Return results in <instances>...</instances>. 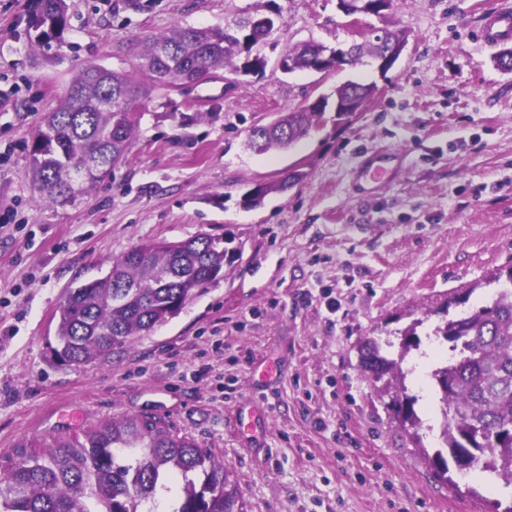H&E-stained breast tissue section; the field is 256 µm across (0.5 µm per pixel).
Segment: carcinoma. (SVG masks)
<instances>
[{"instance_id":"obj_1","label":"carcinoma","mask_w":512,"mask_h":512,"mask_svg":"<svg viewBox=\"0 0 512 512\" xmlns=\"http://www.w3.org/2000/svg\"><path fill=\"white\" fill-rule=\"evenodd\" d=\"M273 0H257L240 17L243 37L220 25H176L143 41L138 52L143 80L123 69L88 64L75 72L56 109L35 133L26 172L41 198L65 206L97 182L98 171L80 172L87 156L116 167L124 157L151 102L154 89H172L224 69L234 77L261 70L263 58L251 57L255 45L269 42L258 18H269ZM30 28L42 47L63 43L67 0H34ZM379 45L360 44L350 66L364 65ZM168 52L161 58L160 51ZM329 46L308 41L287 47L288 69H303ZM245 56L242 65L236 59ZM362 102L374 96L371 86L346 82L336 87ZM324 113L312 109L286 112L271 126L250 130L247 149L257 154L290 147L309 135ZM305 177L292 170L262 184L244 199L247 208L261 206L272 193H283ZM225 239L198 234L173 248L151 250L140 244L112 262L111 275L68 288L55 326L53 356L64 366L104 364L156 328L168 323L212 284L224 278L232 263ZM497 288L482 305L450 317L433 336L453 344L458 355L432 369L430 378L442 414V447L433 461L442 474L463 462L482 467L487 476L512 489V267L498 274ZM415 333H404L399 357L382 354L372 338L365 343L363 366L387 385L404 388L402 363ZM413 396H396L395 411L414 430L421 427ZM173 494L164 512H244L238 482L210 448L148 413L100 421L74 435L55 440L49 450L26 446L14 450L0 477V512H159L163 494Z\"/></svg>"}]
</instances>
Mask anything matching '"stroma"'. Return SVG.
Here are the masks:
<instances>
[{"label": "stroma", "instance_id": "1", "mask_svg": "<svg viewBox=\"0 0 512 512\" xmlns=\"http://www.w3.org/2000/svg\"><path fill=\"white\" fill-rule=\"evenodd\" d=\"M255 0H70L61 47L30 38L31 0H0V472L15 448L143 411L214 449L247 512H490L482 480H441L426 449L441 419L421 372L408 395L422 440L391 408L392 391L360 367L375 337L427 334L448 300L512 267V72L493 62L486 14L512 0H393L409 33L386 74L363 65L319 77L281 74L287 46L351 37L336 0H276L264 73L228 86L223 72L154 95L113 177L75 204L40 200L24 173L45 113L94 62L132 69L130 45L181 24H223ZM378 95L340 128L325 113L289 150L244 146L266 124L336 85ZM192 115L178 125V113ZM374 149L403 154L382 184L358 178ZM305 180L247 210L241 196L288 168ZM207 233L241 257L177 317L112 363L56 364L55 313L73 281L103 276L133 247ZM253 426L240 430L238 415Z\"/></svg>", "mask_w": 512, "mask_h": 512}]
</instances>
